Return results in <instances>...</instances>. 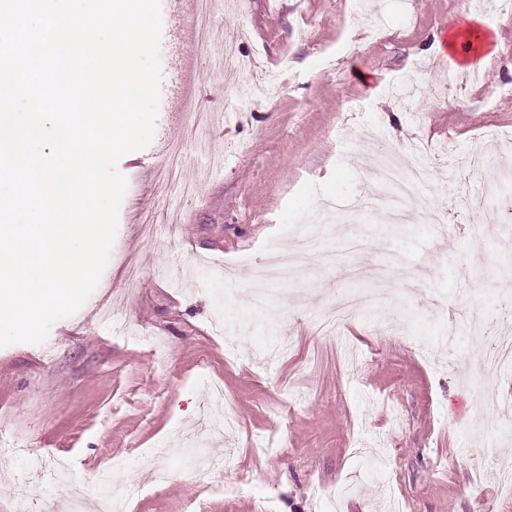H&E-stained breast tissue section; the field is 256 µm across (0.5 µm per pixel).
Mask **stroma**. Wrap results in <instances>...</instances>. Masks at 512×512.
Here are the masks:
<instances>
[{
    "label": "stroma",
    "instance_id": "stroma-1",
    "mask_svg": "<svg viewBox=\"0 0 512 512\" xmlns=\"http://www.w3.org/2000/svg\"><path fill=\"white\" fill-rule=\"evenodd\" d=\"M174 12L160 0L155 134L119 163L128 187L96 290L44 343L0 348V512L64 506L70 488L92 502L116 481L121 512H331L318 486L339 489L332 512H512L495 410L512 404V371L482 398L487 341L466 321L501 320L512 291V185L470 163L492 148L485 127L512 132V0H231L217 22L249 63L237 89L223 41L184 43L213 116L197 130L173 118ZM474 27L495 53L450 67L436 40ZM268 71L271 98L255 90ZM418 139L432 146L419 193L446 211L443 231L416 212L402 226L350 212L375 151L410 166ZM369 224L381 249L270 284L275 313L253 309V264L298 233L332 250ZM380 287L390 303L320 331L337 298ZM153 466L165 483L146 482Z\"/></svg>",
    "mask_w": 512,
    "mask_h": 512
}]
</instances>
